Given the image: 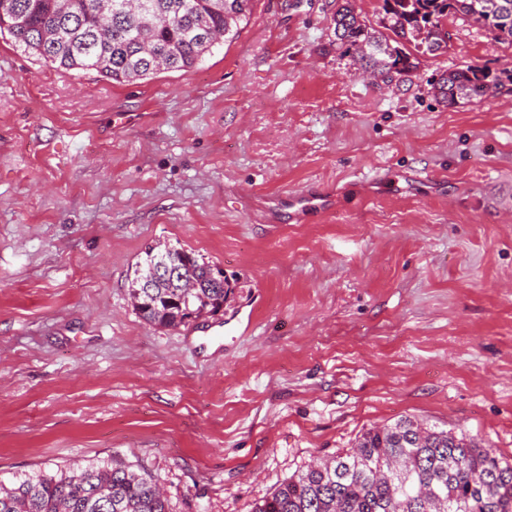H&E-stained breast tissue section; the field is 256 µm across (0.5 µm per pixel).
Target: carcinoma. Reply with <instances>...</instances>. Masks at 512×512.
I'll list each match as a JSON object with an SVG mask.
<instances>
[{
	"label": "carcinoma",
	"instance_id": "cac0c4a2",
	"mask_svg": "<svg viewBox=\"0 0 512 512\" xmlns=\"http://www.w3.org/2000/svg\"><path fill=\"white\" fill-rule=\"evenodd\" d=\"M107 0H0V35L20 53L67 71H95L118 83L160 70L194 67L221 39L236 35L252 0H143L150 21L102 8ZM383 33L343 0L334 15L336 44L371 75L407 77L418 57L448 47L441 23L461 15L512 44V0H383ZM161 52V65L151 55ZM512 69L493 75L468 66L448 72L438 94L455 107L479 103ZM180 267L175 280L143 287L163 260ZM213 268L195 253L166 243L148 247L128 288L148 323L176 329L219 312L231 291L213 285ZM192 281L197 287L184 288ZM0 512H169L155 476L121 460L75 472L0 479ZM252 512H512V464L464 431L401 417L364 430L353 446L317 458L285 478Z\"/></svg>",
	"mask_w": 512,
	"mask_h": 512
}]
</instances>
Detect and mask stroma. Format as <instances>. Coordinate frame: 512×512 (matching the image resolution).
I'll list each match as a JSON object with an SVG mask.
<instances>
[{
    "instance_id": "stroma-1",
    "label": "stroma",
    "mask_w": 512,
    "mask_h": 512,
    "mask_svg": "<svg viewBox=\"0 0 512 512\" xmlns=\"http://www.w3.org/2000/svg\"><path fill=\"white\" fill-rule=\"evenodd\" d=\"M338 5L253 0L195 67L124 84L0 36V478L118 458L171 512H251L403 415L512 463V84L434 91L512 46L452 16L387 84L337 47ZM304 190L335 212L281 204ZM158 242L223 270L218 314L135 313ZM512 82V69H503L499 74L468 66L448 72L438 85V94L448 107L460 104L479 103L504 83Z\"/></svg>"
}]
</instances>
